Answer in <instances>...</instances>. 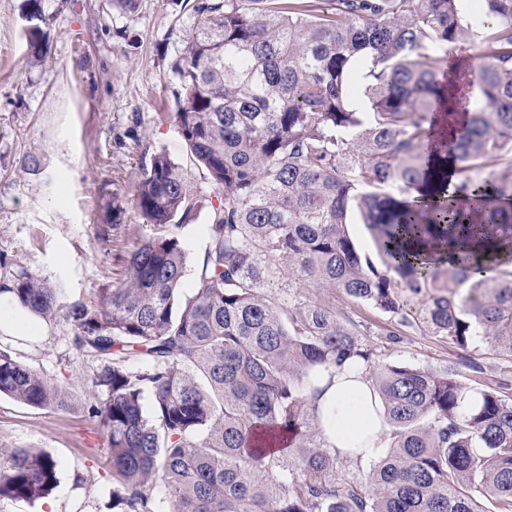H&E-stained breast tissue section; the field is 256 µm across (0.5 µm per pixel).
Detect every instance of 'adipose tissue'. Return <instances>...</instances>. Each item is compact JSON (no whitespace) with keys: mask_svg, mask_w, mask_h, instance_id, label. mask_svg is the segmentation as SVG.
<instances>
[{"mask_svg":"<svg viewBox=\"0 0 512 512\" xmlns=\"http://www.w3.org/2000/svg\"><path fill=\"white\" fill-rule=\"evenodd\" d=\"M328 448L357 461L377 458L387 431L381 400L365 368L346 362L333 384L312 399Z\"/></svg>","mask_w":512,"mask_h":512,"instance_id":"obj_1","label":"adipose tissue"}]
</instances>
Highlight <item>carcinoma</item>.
Segmentation results:
<instances>
[{"label":"carcinoma","instance_id":"obj_1","mask_svg":"<svg viewBox=\"0 0 512 512\" xmlns=\"http://www.w3.org/2000/svg\"><path fill=\"white\" fill-rule=\"evenodd\" d=\"M26 2L35 65L47 18L42 0ZM481 2L476 23L460 0H195L171 62L174 119L219 204L192 294L177 301L188 269L172 220L195 201L163 151L135 193L162 233L126 252L101 301L60 305L25 270L0 283L44 320L65 311L74 345L104 361L92 413L119 512H512L508 384L467 407L451 369L380 364L389 448L368 490L336 474L308 391L349 358L379 364V352L295 294L329 288L463 347L480 336L512 366V0ZM464 44L478 50L483 104L462 109L444 54ZM459 112L437 141L436 114ZM450 165L494 172L469 179L465 204L448 191ZM353 209L380 267L355 247ZM0 395L63 403L5 351ZM57 481L53 461L19 449L0 497L36 501Z\"/></svg>","mask_w":512,"mask_h":512}]
</instances>
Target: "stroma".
<instances>
[{"mask_svg":"<svg viewBox=\"0 0 512 512\" xmlns=\"http://www.w3.org/2000/svg\"><path fill=\"white\" fill-rule=\"evenodd\" d=\"M24 0H0V258L54 288L60 302L99 301L121 281L122 258L159 234L134 204L140 169L164 151L184 171L196 205L175 216L189 268H196L217 204L172 117L177 85L170 63L194 21L182 0H139L123 12L112 0H44L49 49L30 65ZM120 203L118 224L109 204ZM337 317L368 332L383 362L442 372L470 359L495 370L493 347H467L399 329L365 303L323 288ZM34 335L0 330V350L44 376L65 395L62 407L31 408L0 397V474L17 449L56 464L58 483L34 502L2 497L0 512H114L105 438L91 413V379L101 362L76 349L64 317Z\"/></svg>","mask_w":512,"mask_h":512,"instance_id":"1","label":"stroma"}]
</instances>
